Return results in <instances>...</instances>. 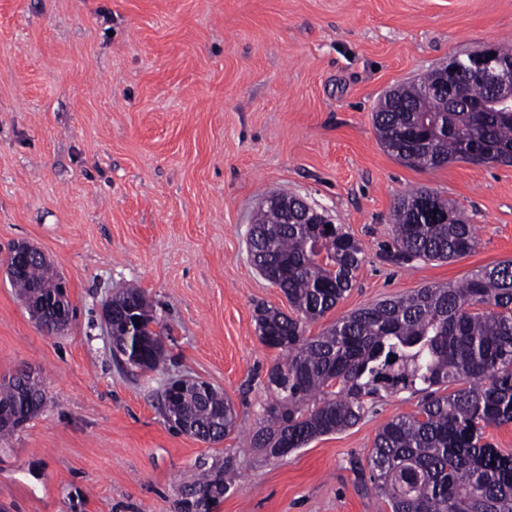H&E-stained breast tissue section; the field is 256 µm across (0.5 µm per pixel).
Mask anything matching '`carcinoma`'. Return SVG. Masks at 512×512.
<instances>
[{
    "instance_id": "obj_1",
    "label": "carcinoma",
    "mask_w": 512,
    "mask_h": 512,
    "mask_svg": "<svg viewBox=\"0 0 512 512\" xmlns=\"http://www.w3.org/2000/svg\"><path fill=\"white\" fill-rule=\"evenodd\" d=\"M457 105L436 87L434 72L394 88L392 106L379 103L373 124L381 146L407 166L435 169L453 162L512 164V112H474L493 92L473 75L459 78ZM425 190L401 196L393 208L396 264L451 261L477 246L474 225L450 201L435 198L448 222L418 211ZM253 265L279 286L292 313L257 309L260 341L281 350L268 374L275 400L252 431L267 456L288 441L312 440L355 426L382 393L420 387L413 414L377 432L369 482L391 512H512V451L484 441L485 429L512 422V260L482 268L459 283L431 285L357 309L316 336L307 326L334 309L353 287L364 249L342 225L286 224L269 207L250 228ZM62 278L43 256L31 258L11 280L26 308L51 305ZM116 331L137 320L138 346L126 364L141 372L165 369L166 351L151 305L134 286L111 297ZM454 387L450 392L441 388ZM46 392L19 374L0 385V406L28 422L47 405ZM165 410L187 418L193 437L215 444L237 428L231 401L215 388L190 389ZM235 479L229 470L204 471L194 482L206 497Z\"/></svg>"
}]
</instances>
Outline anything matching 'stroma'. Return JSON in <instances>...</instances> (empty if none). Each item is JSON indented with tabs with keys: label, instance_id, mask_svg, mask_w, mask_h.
<instances>
[{
	"label": "stroma",
	"instance_id": "35a3bbf8",
	"mask_svg": "<svg viewBox=\"0 0 512 512\" xmlns=\"http://www.w3.org/2000/svg\"><path fill=\"white\" fill-rule=\"evenodd\" d=\"M512 42V0H0V257L52 261L77 316L44 334L0 272V377L42 368L48 406L0 444L7 512H390L364 495L378 429L420 394L385 395L357 425L279 459L249 431L273 399L280 350L255 307L288 311L247 251L264 200L325 209L365 258L339 318L512 259V166H407L372 115L392 88L449 58ZM426 188L476 224L451 262L398 265L392 211ZM171 329L166 374L117 365L102 309L128 284ZM196 378L234 405L216 444L174 431L157 392ZM238 477L208 506L203 470Z\"/></svg>",
	"mask_w": 512,
	"mask_h": 512
}]
</instances>
